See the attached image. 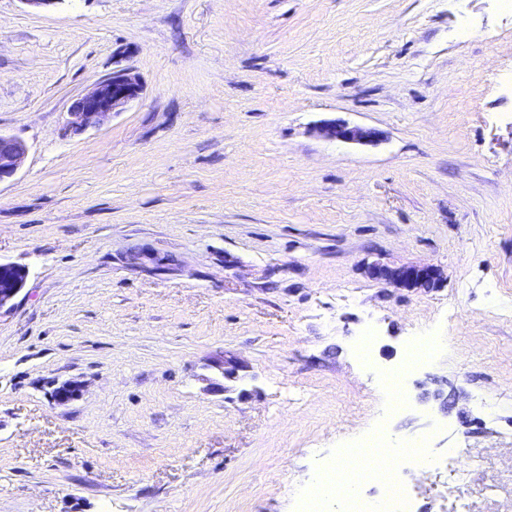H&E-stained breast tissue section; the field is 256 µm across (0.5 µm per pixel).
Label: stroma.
Here are the masks:
<instances>
[{"instance_id": "stroma-1", "label": "stroma", "mask_w": 512, "mask_h": 512, "mask_svg": "<svg viewBox=\"0 0 512 512\" xmlns=\"http://www.w3.org/2000/svg\"><path fill=\"white\" fill-rule=\"evenodd\" d=\"M122 68L140 98L69 131ZM0 132L28 147L0 260L29 270L0 309V512H295L380 424L440 463L413 512H512L505 0H0ZM136 245L177 264L130 267ZM419 336L441 347L397 408ZM320 133L329 139L361 145L376 143L381 132L374 127L351 126L346 122H328L319 128ZM374 278L386 281L401 288L436 286L441 281V273L434 266H402L390 268L375 265L371 268Z\"/></svg>"}]
</instances>
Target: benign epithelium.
Returning a JSON list of instances; mask_svg holds the SVG:
<instances>
[{
  "label": "benign epithelium",
  "mask_w": 512,
  "mask_h": 512,
  "mask_svg": "<svg viewBox=\"0 0 512 512\" xmlns=\"http://www.w3.org/2000/svg\"><path fill=\"white\" fill-rule=\"evenodd\" d=\"M142 85L136 75L128 69H119L112 75L95 82L85 93L75 98L69 108L68 128L82 132L90 127H100L107 123L112 114L123 111L137 100ZM320 133L329 139L361 145L376 143L381 132L374 127L352 126L346 122H328L319 128ZM27 146L19 138L0 133V183L11 179L24 164ZM127 264L142 268L150 262L158 268L174 265V259L160 256L147 247L133 246L126 253ZM374 278L386 281L401 288L435 286L441 281V273L434 266H402L390 268L375 265L371 268ZM28 276L25 267L15 263L0 261V310L12 306L23 289ZM209 367L217 370L225 380L238 378L240 367L233 359H216ZM81 386L77 382H65L56 388L54 400L67 403L79 395Z\"/></svg>",
  "instance_id": "benign-epithelium-1"
}]
</instances>
